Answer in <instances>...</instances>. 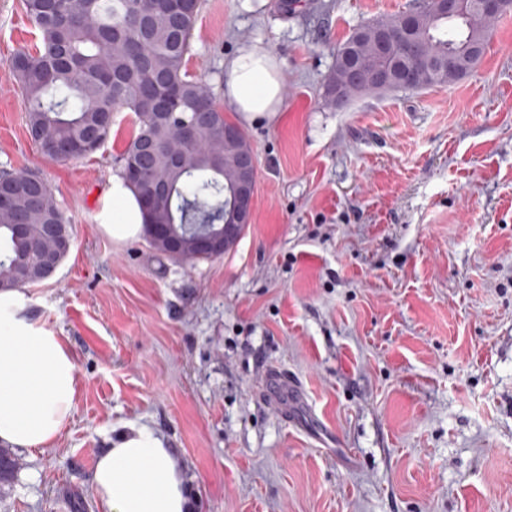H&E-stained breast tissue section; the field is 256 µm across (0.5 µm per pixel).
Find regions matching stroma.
<instances>
[{
    "instance_id": "obj_1",
    "label": "stroma",
    "mask_w": 512,
    "mask_h": 512,
    "mask_svg": "<svg viewBox=\"0 0 512 512\" xmlns=\"http://www.w3.org/2000/svg\"><path fill=\"white\" fill-rule=\"evenodd\" d=\"M412 0H202L187 68L215 82L256 46L279 60L277 118L243 121L252 219L193 265L112 241V178L134 129L44 158L8 67L37 39L0 0V170L52 186L72 246L26 287L81 390L68 427L20 452L0 512H99L115 427L148 422L187 473L193 512H512V13L443 88L336 105V49ZM300 394L275 407L266 369Z\"/></svg>"
}]
</instances>
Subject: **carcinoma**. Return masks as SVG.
I'll return each mask as SVG.
<instances>
[{"label": "carcinoma", "instance_id": "carcinoma-1", "mask_svg": "<svg viewBox=\"0 0 512 512\" xmlns=\"http://www.w3.org/2000/svg\"><path fill=\"white\" fill-rule=\"evenodd\" d=\"M202 0H187L180 15L164 0H21L38 31V42L9 62L27 115V129L41 154L67 162L95 153L112 133L114 113L134 114L136 130L122 155L123 168L135 164L140 179L132 182L138 199L152 181L165 180L170 195L144 211V234L151 247L167 255L150 225L167 224L184 242L181 263L202 260L192 248L200 231L221 232L229 208L235 157L224 148V110L215 103L202 77L186 64ZM412 41L422 66L420 88L444 87L466 75L448 70V56L468 44L485 41L498 17L470 8L448 19L437 14L433 0H413ZM353 53L368 74L355 85L349 74L334 69L330 84L340 85L346 100L399 88L389 64L379 54L378 38L359 42L348 37L337 49ZM0 185L11 193L0 207V289L23 288L46 279L41 258L67 256L55 224L68 230L67 217L51 185L28 171H0ZM20 463L0 448V484L10 481Z\"/></svg>", "mask_w": 512, "mask_h": 512}]
</instances>
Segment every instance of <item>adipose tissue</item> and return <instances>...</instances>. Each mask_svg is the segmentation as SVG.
I'll return each instance as SVG.
<instances>
[{"label": "adipose tissue", "instance_id": "adipose-tissue-1", "mask_svg": "<svg viewBox=\"0 0 512 512\" xmlns=\"http://www.w3.org/2000/svg\"><path fill=\"white\" fill-rule=\"evenodd\" d=\"M284 78L270 50L255 46L224 68V99L242 119L275 117ZM115 209L103 231L138 237L143 216L123 179L112 181ZM80 389L75 358L62 336L35 319L26 295L0 291V443L29 452L53 447L72 418ZM100 512H191L186 474L164 438L129 422L98 457L91 481Z\"/></svg>", "mask_w": 512, "mask_h": 512}]
</instances>
